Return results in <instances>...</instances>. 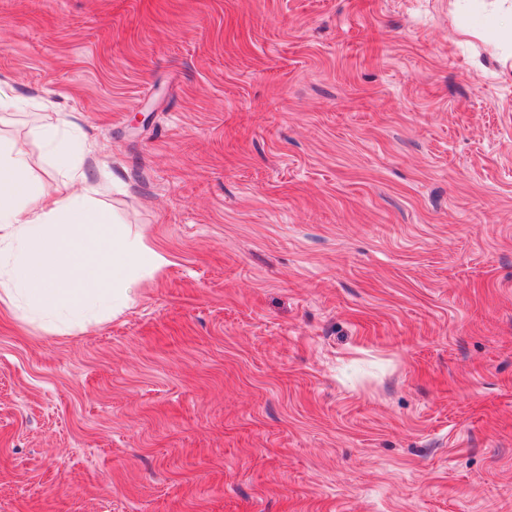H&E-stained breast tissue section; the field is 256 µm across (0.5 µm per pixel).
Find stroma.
Here are the masks:
<instances>
[{
    "label": "stroma",
    "mask_w": 512,
    "mask_h": 512,
    "mask_svg": "<svg viewBox=\"0 0 512 512\" xmlns=\"http://www.w3.org/2000/svg\"><path fill=\"white\" fill-rule=\"evenodd\" d=\"M512 0H0V142L97 146L168 263L0 306V512H512Z\"/></svg>",
    "instance_id": "obj_1"
}]
</instances>
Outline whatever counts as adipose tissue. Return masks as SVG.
I'll return each mask as SVG.
<instances>
[{
    "mask_svg": "<svg viewBox=\"0 0 512 512\" xmlns=\"http://www.w3.org/2000/svg\"><path fill=\"white\" fill-rule=\"evenodd\" d=\"M40 134L57 157L59 186L29 176L22 146H0V303L52 324L120 313L137 279L166 258L75 194L87 182L78 160L92 144L51 124Z\"/></svg>",
    "mask_w": 512,
    "mask_h": 512,
    "instance_id": "obj_1",
    "label": "adipose tissue"
}]
</instances>
